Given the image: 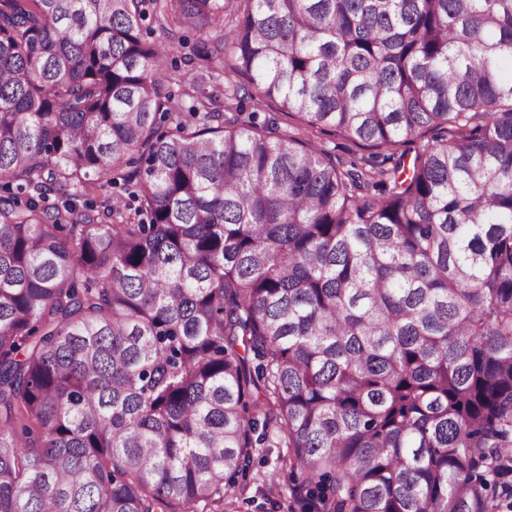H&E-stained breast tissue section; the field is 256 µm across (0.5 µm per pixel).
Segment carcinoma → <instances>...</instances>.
<instances>
[{"label":"carcinoma","instance_id":"cac0c4a2","mask_svg":"<svg viewBox=\"0 0 512 512\" xmlns=\"http://www.w3.org/2000/svg\"><path fill=\"white\" fill-rule=\"evenodd\" d=\"M511 68L512 0H0V512H236L263 441L291 509L512 512ZM242 104L244 116H247L250 112H257L261 119L264 117L273 118L282 131L294 133L298 132L297 129L302 128L301 121L297 116L279 112L274 101L259 97L254 90L251 91L250 96L243 100ZM301 135L329 150L336 155L338 160L345 162L347 165L354 162L359 166L363 165L366 168H370L372 163L380 162L383 159V155L386 154L377 148L357 145L345 137L337 136L335 132L329 129H326L324 132L314 131L313 134L303 132ZM71 193L77 194V196L73 197H75L74 200L80 206L86 199H95L97 202H101L103 200L104 195L121 198L127 205H131L132 207L136 206V203L134 202L133 198L131 197L130 194H128V190H126L125 186L122 185V181H120V184L117 186H112L102 191L94 190L91 191L86 196L80 195L79 189L75 188L71 189Z\"/></svg>","mask_w":512,"mask_h":512}]
</instances>
